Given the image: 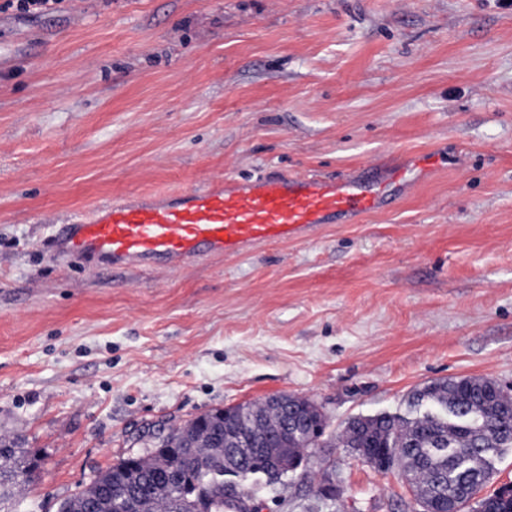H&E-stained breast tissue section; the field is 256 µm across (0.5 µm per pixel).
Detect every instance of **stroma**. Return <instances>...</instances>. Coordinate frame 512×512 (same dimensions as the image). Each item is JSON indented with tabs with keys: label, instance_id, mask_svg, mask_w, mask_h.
<instances>
[{
	"label": "stroma",
	"instance_id": "stroma-1",
	"mask_svg": "<svg viewBox=\"0 0 512 512\" xmlns=\"http://www.w3.org/2000/svg\"><path fill=\"white\" fill-rule=\"evenodd\" d=\"M415 154L441 165L386 209L234 258L113 270L57 240L131 194ZM463 376L512 387V0H0V434L41 460L21 508L288 394L328 427L263 512H415L337 437Z\"/></svg>",
	"mask_w": 512,
	"mask_h": 512
}]
</instances>
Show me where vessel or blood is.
Masks as SVG:
<instances>
[{"instance_id": "vessel-or-blood-1", "label": "vessel or blood", "mask_w": 512, "mask_h": 512, "mask_svg": "<svg viewBox=\"0 0 512 512\" xmlns=\"http://www.w3.org/2000/svg\"><path fill=\"white\" fill-rule=\"evenodd\" d=\"M382 198L375 186L314 173L229 180L113 201L63 225L59 241L104 267L176 268L203 252L233 256L340 217L377 212Z\"/></svg>"}]
</instances>
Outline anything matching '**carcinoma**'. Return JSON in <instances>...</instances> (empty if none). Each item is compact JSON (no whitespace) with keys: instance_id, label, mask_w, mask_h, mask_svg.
I'll return each instance as SVG.
<instances>
[{"instance_id":"carcinoma-1","label":"carcinoma","mask_w":512,"mask_h":512,"mask_svg":"<svg viewBox=\"0 0 512 512\" xmlns=\"http://www.w3.org/2000/svg\"><path fill=\"white\" fill-rule=\"evenodd\" d=\"M291 426L277 405L245 404L202 413L156 445L154 456H129L100 471L60 506V512H248L250 472L295 469L307 442L326 426L318 405L282 395ZM410 416L379 414L351 420L345 448L389 460L420 508L429 512H512V486L481 495L490 483L483 452L512 444V393L487 378L433 381L407 397ZM194 447L186 448V440ZM242 471L224 483V466ZM37 459L22 439L0 435V500L35 479Z\"/></svg>"}]
</instances>
